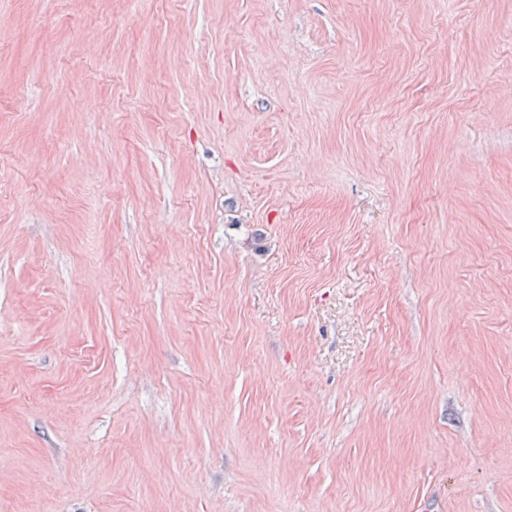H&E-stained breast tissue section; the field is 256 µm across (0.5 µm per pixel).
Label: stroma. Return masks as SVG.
Returning a JSON list of instances; mask_svg holds the SVG:
<instances>
[{"instance_id": "obj_1", "label": "stroma", "mask_w": 512, "mask_h": 512, "mask_svg": "<svg viewBox=\"0 0 512 512\" xmlns=\"http://www.w3.org/2000/svg\"><path fill=\"white\" fill-rule=\"evenodd\" d=\"M0 512H512V0H0Z\"/></svg>"}]
</instances>
